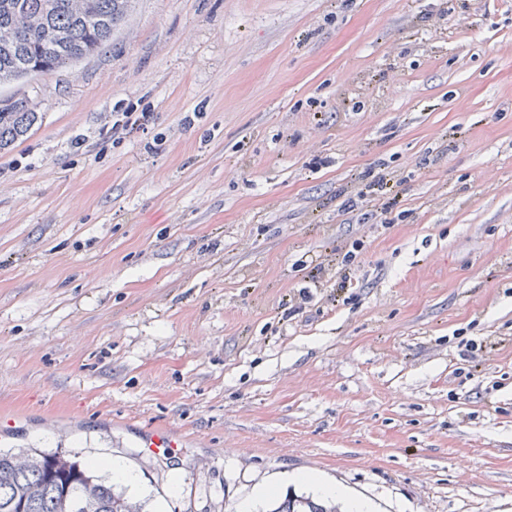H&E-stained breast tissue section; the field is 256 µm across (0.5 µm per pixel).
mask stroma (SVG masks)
Here are the masks:
<instances>
[{
  "instance_id": "35a3bbf8",
  "label": "stroma",
  "mask_w": 512,
  "mask_h": 512,
  "mask_svg": "<svg viewBox=\"0 0 512 512\" xmlns=\"http://www.w3.org/2000/svg\"><path fill=\"white\" fill-rule=\"evenodd\" d=\"M510 43L512 0H130L102 53L0 87L38 114L0 152L18 449L120 457L145 512H270L298 472L512 512ZM180 447L176 438L165 430H154L144 440V448H156L163 456L174 454Z\"/></svg>"
}]
</instances>
